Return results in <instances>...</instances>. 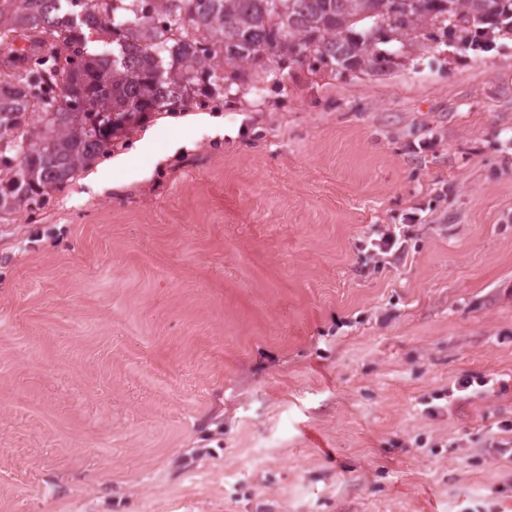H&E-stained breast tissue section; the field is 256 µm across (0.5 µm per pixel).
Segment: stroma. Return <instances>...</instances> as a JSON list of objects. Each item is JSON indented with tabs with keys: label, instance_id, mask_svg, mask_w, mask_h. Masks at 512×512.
<instances>
[{
	"label": "stroma",
	"instance_id": "1",
	"mask_svg": "<svg viewBox=\"0 0 512 512\" xmlns=\"http://www.w3.org/2000/svg\"><path fill=\"white\" fill-rule=\"evenodd\" d=\"M254 84L0 220V512L512 499V40ZM158 152L150 136H145L130 154L110 160L99 166L93 174V181L98 189L110 184L113 169H133L144 156H154ZM406 237L405 227L388 229L377 242L372 244L373 255L377 257V262L390 263V259L401 253Z\"/></svg>",
	"mask_w": 512,
	"mask_h": 512
}]
</instances>
